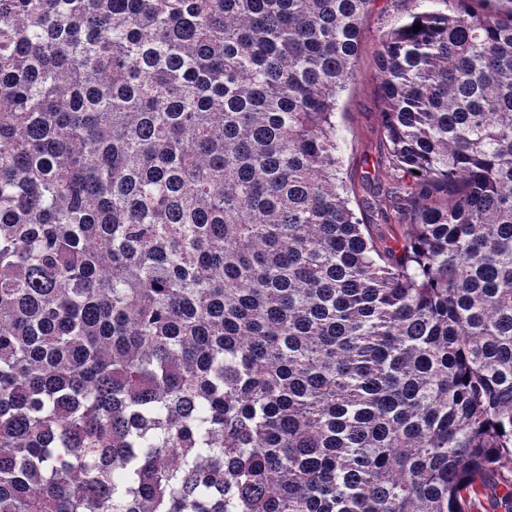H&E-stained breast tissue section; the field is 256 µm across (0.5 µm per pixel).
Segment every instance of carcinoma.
Returning a JSON list of instances; mask_svg holds the SVG:
<instances>
[{
	"mask_svg": "<svg viewBox=\"0 0 512 512\" xmlns=\"http://www.w3.org/2000/svg\"><path fill=\"white\" fill-rule=\"evenodd\" d=\"M374 2L0 0V512H512V0L381 36L377 238ZM442 8L438 0H377L365 19V36L358 60L359 75L343 94L336 111V121L345 134L341 151L343 171L354 182L350 207L364 223L373 224L371 213L365 211L361 204L370 187L361 183L360 174L369 171L375 175L377 184L385 186L391 182L393 172L380 133L379 79L373 65L379 33L397 24L410 12Z\"/></svg>",
	"mask_w": 512,
	"mask_h": 512,
	"instance_id": "obj_1",
	"label": "carcinoma"
}]
</instances>
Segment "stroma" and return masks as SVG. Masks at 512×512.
<instances>
[{
	"mask_svg": "<svg viewBox=\"0 0 512 512\" xmlns=\"http://www.w3.org/2000/svg\"><path fill=\"white\" fill-rule=\"evenodd\" d=\"M439 0H375L365 19V36L360 46L359 75L339 101L336 120L342 126L345 142L341 156L343 170L355 181L350 206L357 217L369 219L361 200L370 186L360 183L362 172H371L375 183L387 185L392 178L383 138L380 133L379 79L373 65L381 30L397 24L408 13L418 9H440Z\"/></svg>",
	"mask_w": 512,
	"mask_h": 512,
	"instance_id": "1",
	"label": "stroma"
}]
</instances>
